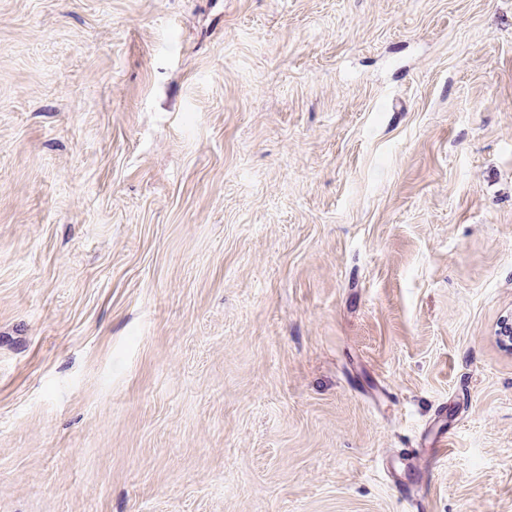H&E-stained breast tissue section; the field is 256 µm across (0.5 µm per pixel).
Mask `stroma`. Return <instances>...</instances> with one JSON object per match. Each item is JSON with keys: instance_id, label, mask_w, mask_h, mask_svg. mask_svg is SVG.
I'll use <instances>...</instances> for the list:
<instances>
[{"instance_id": "1", "label": "stroma", "mask_w": 512, "mask_h": 512, "mask_svg": "<svg viewBox=\"0 0 512 512\" xmlns=\"http://www.w3.org/2000/svg\"><path fill=\"white\" fill-rule=\"evenodd\" d=\"M512 0H0V512H512ZM388 483L396 498L402 504L415 508L414 512L427 510L428 485L426 481L417 482L410 479L404 468H397L393 464L387 466Z\"/></svg>"}]
</instances>
